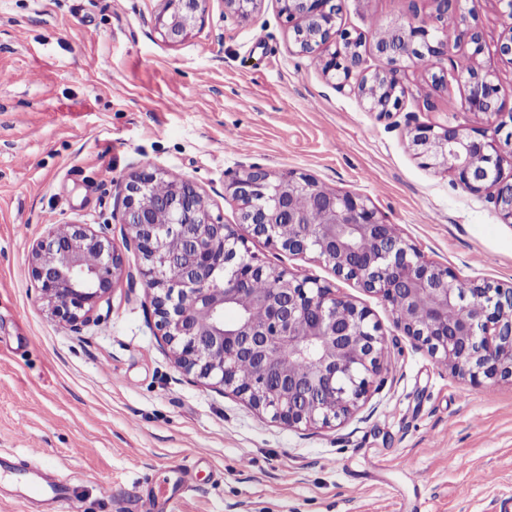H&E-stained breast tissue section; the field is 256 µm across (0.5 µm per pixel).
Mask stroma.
<instances>
[{
  "label": "stroma",
  "mask_w": 512,
  "mask_h": 512,
  "mask_svg": "<svg viewBox=\"0 0 512 512\" xmlns=\"http://www.w3.org/2000/svg\"><path fill=\"white\" fill-rule=\"evenodd\" d=\"M159 0H0V512H33L9 474L26 460L65 482L79 512H139L174 466L195 461L176 512H512V382L475 385L404 336L390 309L316 254L269 247L240 223L224 182L256 165L367 197L428 259L467 282H512V223L486 197L424 168L405 124L480 126L455 79L416 66L378 118L300 54L275 0L247 19L211 0L201 28L167 42ZM481 27L480 62L512 90L497 49L498 0H461ZM429 0H344L364 66L383 68L375 23L425 19ZM238 149L227 150L229 141ZM192 180L267 265L327 282L368 308L390 366L362 409L291 429L179 369L144 285H120L98 324L72 331L25 274L51 222H111L114 183L143 166Z\"/></svg>",
  "instance_id": "obj_1"
}]
</instances>
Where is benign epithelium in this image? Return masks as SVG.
Listing matches in <instances>:
<instances>
[{"label":"benign epithelium","mask_w":512,"mask_h":512,"mask_svg":"<svg viewBox=\"0 0 512 512\" xmlns=\"http://www.w3.org/2000/svg\"><path fill=\"white\" fill-rule=\"evenodd\" d=\"M154 18L172 44L205 23L211 0H160ZM263 0H224V16L246 18ZM278 14L297 33L298 52L312 58L340 89L386 118L407 94L399 72L452 46L472 48L471 67L452 66L466 88V110L499 118L506 91L479 62L480 27L457 20L459 0H431L430 19L414 18L377 37L386 67L362 69L364 36L337 24L342 0H275ZM453 25L458 38L444 31ZM416 158L428 169L451 172L455 185L486 193L499 217L512 223V180L502 176L512 156V131L503 140L478 127L407 123ZM478 150L483 167L471 163ZM240 219L266 242L294 255L316 254L336 276L379 296L394 325L426 346L438 363L473 383L512 378V285L468 284L410 244L360 194L340 192L295 171L271 174L255 166L224 183ZM300 195L318 215L310 224L296 205ZM125 245L141 260L138 276L151 296L156 328L175 364L206 385L221 386L288 427H328L354 415L373 380L388 365L385 338L371 312L309 276L264 265L233 225L214 213L191 180L144 166L117 187ZM111 224L59 222L31 249L26 269L50 314L75 331L99 319L104 298L123 279L122 253ZM256 279L271 284L246 310L240 295Z\"/></svg>","instance_id":"7a95c632"}]
</instances>
